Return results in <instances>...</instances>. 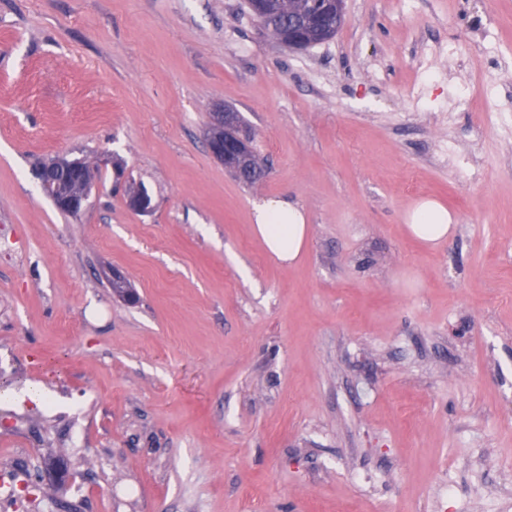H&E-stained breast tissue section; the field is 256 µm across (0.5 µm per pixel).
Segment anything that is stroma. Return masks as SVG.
I'll use <instances>...</instances> for the list:
<instances>
[{
	"label": "stroma",
	"mask_w": 512,
	"mask_h": 512,
	"mask_svg": "<svg viewBox=\"0 0 512 512\" xmlns=\"http://www.w3.org/2000/svg\"><path fill=\"white\" fill-rule=\"evenodd\" d=\"M105 155L75 217L34 175ZM24 448L0 512H512V0H346L304 50L243 0H0L1 475ZM241 127L240 117L237 112L225 109L224 106H215L212 110V120L207 128L206 136L212 155L224 163V168L233 172L240 179L251 182L262 176V169L254 167L248 159L252 155L253 161H258L253 152L250 140L239 133H235ZM224 126V138L219 130ZM253 234L278 264H293L305 252L310 227L300 205L285 198L270 197L253 205ZM405 224L408 234L430 246L444 242L454 232L455 224L448 209L434 200L420 202Z\"/></svg>",
	"instance_id": "obj_1"
}]
</instances>
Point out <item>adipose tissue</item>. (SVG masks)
I'll use <instances>...</instances> for the list:
<instances>
[{
	"mask_svg": "<svg viewBox=\"0 0 512 512\" xmlns=\"http://www.w3.org/2000/svg\"><path fill=\"white\" fill-rule=\"evenodd\" d=\"M253 217V234L278 264H293L305 252L310 227L298 203L278 197L266 198L254 203ZM454 229L447 208L433 200L420 202L407 218L408 234L430 246L447 240Z\"/></svg>",
	"mask_w": 512,
	"mask_h": 512,
	"instance_id": "1",
	"label": "adipose tissue"
}]
</instances>
